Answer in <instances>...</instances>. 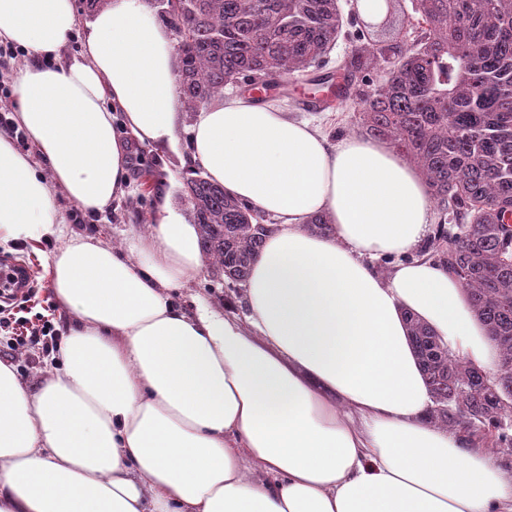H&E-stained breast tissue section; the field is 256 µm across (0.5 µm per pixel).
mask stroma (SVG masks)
Listing matches in <instances>:
<instances>
[{"label":"stroma","instance_id":"1","mask_svg":"<svg viewBox=\"0 0 512 512\" xmlns=\"http://www.w3.org/2000/svg\"><path fill=\"white\" fill-rule=\"evenodd\" d=\"M309 88L307 79L291 80L287 97L271 95V102L277 103L285 112L299 120L316 125L328 138L336 134H356V120L350 112H331L308 107L305 98ZM195 119L194 113L184 112L175 148L161 147L127 136L123 125H116L117 134L126 135L130 156L128 180L119 197L104 212L88 216L80 213L78 207L63 193L55 191V202L61 209L69 236H93L122 248L130 232L146 234L159 221L158 206L162 195H170L176 205H184L183 183L197 164L190 157L188 149L189 128ZM53 241L41 243L0 242V261L13 260L25 263L33 272L35 297L31 301L17 300L13 303L12 315L37 323L39 317H48L55 328H62L66 316L61 313L51 285L47 257L56 249ZM171 297L179 303L199 296L207 299L219 310L246 318L248 310L244 300V288L239 284L224 281L217 275L212 264H205L200 276L185 287L171 290ZM0 361L15 365L21 380L37 386L46 376L44 358L36 346L26 344L10 349L0 342Z\"/></svg>","mask_w":512,"mask_h":512}]
</instances>
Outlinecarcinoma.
I'll return each mask as SVG.
<instances>
[{
  "label": "carcinoma",
  "instance_id": "carcinoma-1",
  "mask_svg": "<svg viewBox=\"0 0 512 512\" xmlns=\"http://www.w3.org/2000/svg\"><path fill=\"white\" fill-rule=\"evenodd\" d=\"M406 25L384 31L357 14L355 45L336 70L327 54L345 27L339 0H167L177 81L191 112L224 88L270 90L298 76L337 80L325 109L351 111L363 131L418 169L439 212L423 252L459 278L499 351L492 372L439 351L408 316L411 341L448 427L498 432L512 447V0H412ZM204 255L231 283L248 277L269 218L199 171L184 181Z\"/></svg>",
  "mask_w": 512,
  "mask_h": 512
}]
</instances>
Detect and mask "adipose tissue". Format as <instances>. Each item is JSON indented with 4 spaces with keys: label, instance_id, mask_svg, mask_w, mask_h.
<instances>
[{
    "label": "adipose tissue",
    "instance_id": "obj_1",
    "mask_svg": "<svg viewBox=\"0 0 512 512\" xmlns=\"http://www.w3.org/2000/svg\"><path fill=\"white\" fill-rule=\"evenodd\" d=\"M78 25L75 0H0V43L27 56L15 122L35 147L0 133V241L62 240L50 270L67 315L62 366L39 386L0 362V512H512L498 461L430 420L407 315L484 370L498 349L459 279L415 256L434 215L412 165L272 103L202 106L193 161L274 226L247 322L174 304L203 262L181 208L119 251L65 240L52 193L92 215L122 192L114 112L140 141L176 143L173 34L151 0H110L63 59ZM318 213L331 234L306 227Z\"/></svg>",
    "mask_w": 512,
    "mask_h": 512
}]
</instances>
